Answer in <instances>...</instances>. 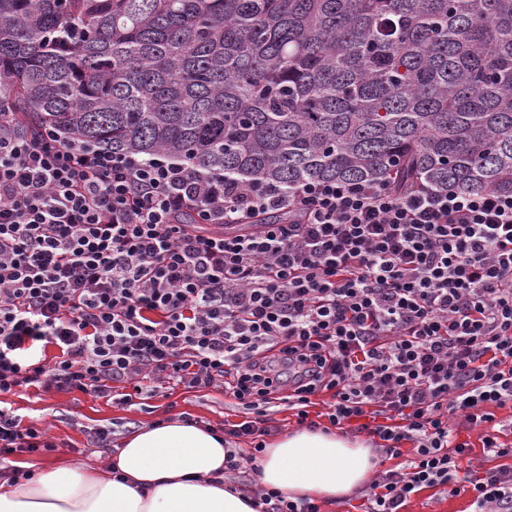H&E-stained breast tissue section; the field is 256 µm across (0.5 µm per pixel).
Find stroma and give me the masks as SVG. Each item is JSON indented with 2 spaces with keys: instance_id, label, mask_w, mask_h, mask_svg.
Instances as JSON below:
<instances>
[{
  "instance_id": "1",
  "label": "stroma",
  "mask_w": 512,
  "mask_h": 512,
  "mask_svg": "<svg viewBox=\"0 0 512 512\" xmlns=\"http://www.w3.org/2000/svg\"><path fill=\"white\" fill-rule=\"evenodd\" d=\"M7 403L26 420L48 428L57 448L52 452H19L11 456L10 465L31 464L37 467L59 463L85 462L107 466L110 455L90 447V429L113 430L114 440H121L134 429L190 414L202 425L220 426L224 421L239 422L245 415L224 389L195 390L184 384L171 383L152 397L133 399L122 404L109 398H97L77 390L62 391L51 387L43 391L20 390L7 396ZM469 493H443L426 488L413 496L405 512H471Z\"/></svg>"
}]
</instances>
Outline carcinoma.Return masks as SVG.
<instances>
[{
	"instance_id": "1",
	"label": "carcinoma",
	"mask_w": 512,
	"mask_h": 512,
	"mask_svg": "<svg viewBox=\"0 0 512 512\" xmlns=\"http://www.w3.org/2000/svg\"><path fill=\"white\" fill-rule=\"evenodd\" d=\"M0 120L285 192H511L512 0H0Z\"/></svg>"
}]
</instances>
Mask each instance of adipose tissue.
I'll use <instances>...</instances> for the list:
<instances>
[{
    "label": "adipose tissue",
    "mask_w": 512,
    "mask_h": 512,
    "mask_svg": "<svg viewBox=\"0 0 512 512\" xmlns=\"http://www.w3.org/2000/svg\"><path fill=\"white\" fill-rule=\"evenodd\" d=\"M227 453L205 427L166 421L125 437L110 469L50 465L32 481L1 482L0 512H259L231 483H213ZM376 466L365 443L302 430L265 449L257 479L290 500H339L368 484Z\"/></svg>",
    "instance_id": "adipose-tissue-1"
}]
</instances>
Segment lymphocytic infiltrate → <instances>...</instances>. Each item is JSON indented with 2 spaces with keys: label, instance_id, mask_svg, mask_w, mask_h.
<instances>
[{
  "label": "lymphocytic infiltrate",
  "instance_id": "lymphocytic-infiltrate-1",
  "mask_svg": "<svg viewBox=\"0 0 512 512\" xmlns=\"http://www.w3.org/2000/svg\"><path fill=\"white\" fill-rule=\"evenodd\" d=\"M270 209L289 223L248 230ZM34 342L59 356L26 363ZM172 379L229 387L249 410L223 432L254 453H229L225 479L257 471L273 400L303 425L326 391L331 424L370 417L383 455L414 449L370 484L365 512L458 494L459 418L500 461L470 479L473 512H512V443L493 427L512 405V192L325 180L285 193L0 128V395L126 383L128 403ZM54 448L0 406V460Z\"/></svg>",
  "mask_w": 512,
  "mask_h": 512
}]
</instances>
